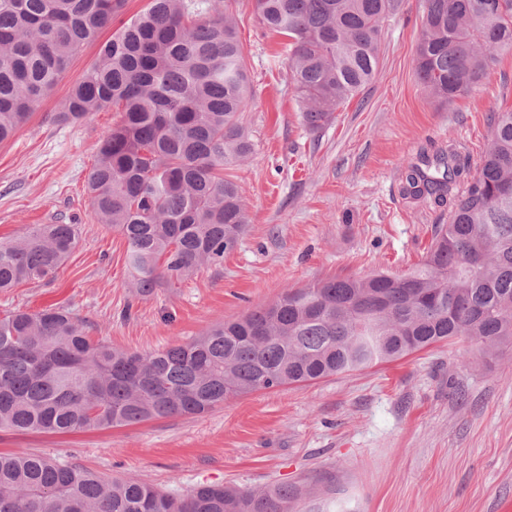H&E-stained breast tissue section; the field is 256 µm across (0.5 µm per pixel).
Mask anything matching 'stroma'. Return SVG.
<instances>
[{
  "mask_svg": "<svg viewBox=\"0 0 512 512\" xmlns=\"http://www.w3.org/2000/svg\"><path fill=\"white\" fill-rule=\"evenodd\" d=\"M235 9L255 150L238 173L247 231L223 266L136 295L124 238L91 215L93 148L120 115L108 109L76 123L54 115L111 38L107 29L0 143V239L31 224L78 227L53 278L0 293V317L65 307L93 339L151 352L274 303L285 289L376 270L404 274L422 260L448 214L403 198L402 168L451 142L478 164L487 113L512 109V51L495 52L476 88L439 106L415 75L423 0H402L384 26L374 82L313 134L289 78L285 38L262 28L253 0ZM0 452L132 475L175 494L204 483L286 484L298 491L293 512H512V349L456 339L307 386L233 398L202 415L69 435L2 430Z\"/></svg>",
  "mask_w": 512,
  "mask_h": 512,
  "instance_id": "1",
  "label": "stroma"
}]
</instances>
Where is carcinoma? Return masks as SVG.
I'll return each instance as SVG.
<instances>
[{
  "label": "carcinoma",
  "mask_w": 512,
  "mask_h": 512,
  "mask_svg": "<svg viewBox=\"0 0 512 512\" xmlns=\"http://www.w3.org/2000/svg\"><path fill=\"white\" fill-rule=\"evenodd\" d=\"M125 0H0V142L47 98ZM401 0H254L288 39L290 79L312 132L374 80L383 28ZM512 49V0H424L415 73L442 105ZM251 76L233 0H150L122 24L56 119L113 106L87 177L93 217L127 242L130 287L146 296L220 267L245 233L237 175L253 152ZM476 171L456 146L405 165L402 193L448 206L420 266L288 288L269 305L152 353L93 340L68 309L0 318V429L66 434L200 415L231 398L306 385L464 336L512 345V110L487 116ZM74 224L0 240V291L53 277ZM295 491L203 485L175 495L32 453L0 452V512H290Z\"/></svg>",
  "instance_id": "cac0c4a2"
}]
</instances>
